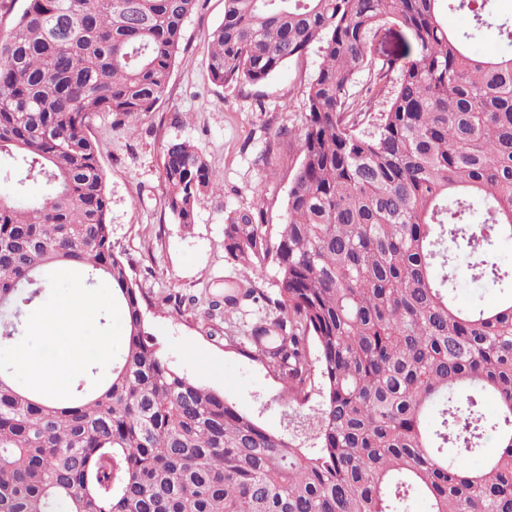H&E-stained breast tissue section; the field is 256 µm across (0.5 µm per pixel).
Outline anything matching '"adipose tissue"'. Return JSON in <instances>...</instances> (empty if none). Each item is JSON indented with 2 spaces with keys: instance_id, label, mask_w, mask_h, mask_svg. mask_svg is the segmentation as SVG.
Masks as SVG:
<instances>
[{
  "instance_id": "obj_1",
  "label": "adipose tissue",
  "mask_w": 512,
  "mask_h": 512,
  "mask_svg": "<svg viewBox=\"0 0 512 512\" xmlns=\"http://www.w3.org/2000/svg\"><path fill=\"white\" fill-rule=\"evenodd\" d=\"M34 327L43 334L52 347L51 358L36 353H25L21 363L45 398H52L59 389L63 371L77 365L85 346L81 320L62 310L47 307L36 315Z\"/></svg>"
}]
</instances>
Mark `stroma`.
Segmentation results:
<instances>
[{"instance_id": "stroma-1", "label": "stroma", "mask_w": 512, "mask_h": 512, "mask_svg": "<svg viewBox=\"0 0 512 512\" xmlns=\"http://www.w3.org/2000/svg\"><path fill=\"white\" fill-rule=\"evenodd\" d=\"M224 17V0H198L184 27L180 53L169 85L154 111L135 126L120 124L108 112L88 118L87 134L99 147V161L112 198V244L134 261L133 279L150 302L146 319L170 366L187 378L224 393L268 431L294 436L282 383L257 362L226 346L224 336L249 335L268 312L267 304L246 301L233 312L212 309L240 266L224 249V219L230 211H260L269 236L286 220L288 193L302 158L299 133L306 117V91L321 62L318 49L289 61L258 84L215 85L206 53L213 29ZM173 140L196 145L223 185L196 204L190 227L176 224L166 205L162 179L163 147ZM79 272L61 271L48 302L74 306L87 350L85 361L117 358L124 345L120 314L112 326L97 319L108 303L104 290L79 286ZM184 299L181 315H170L164 300ZM105 353H98V344Z\"/></svg>"}]
</instances>
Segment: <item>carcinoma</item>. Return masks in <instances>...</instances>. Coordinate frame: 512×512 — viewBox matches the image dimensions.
<instances>
[{
	"label": "carcinoma",
	"instance_id": "cac0c4a2",
	"mask_svg": "<svg viewBox=\"0 0 512 512\" xmlns=\"http://www.w3.org/2000/svg\"><path fill=\"white\" fill-rule=\"evenodd\" d=\"M441 1L468 28L448 32ZM197 2L25 0L0 35V344L21 340L24 311L46 306L63 268L108 289L98 323L115 307L125 330L107 377L93 382L90 366L68 401L0 366V512H409L417 490L427 512H512V264L497 253L512 240V52L478 47L492 25L512 45V22L494 0H224L213 83H257L314 46L323 56L286 221L273 241L254 211L227 215L244 284L215 302L256 299L251 275L276 268L275 316L252 348L225 341L290 404L321 377L320 408L297 421L310 454L169 365L112 245L86 120L154 110ZM388 24L403 52L376 69ZM366 70L360 103L350 90ZM162 173L185 228L201 194L223 191L188 141L164 146ZM467 283L499 290L497 305H457ZM490 437L498 452L471 467Z\"/></svg>",
	"mask_w": 512,
	"mask_h": 512
}]
</instances>
